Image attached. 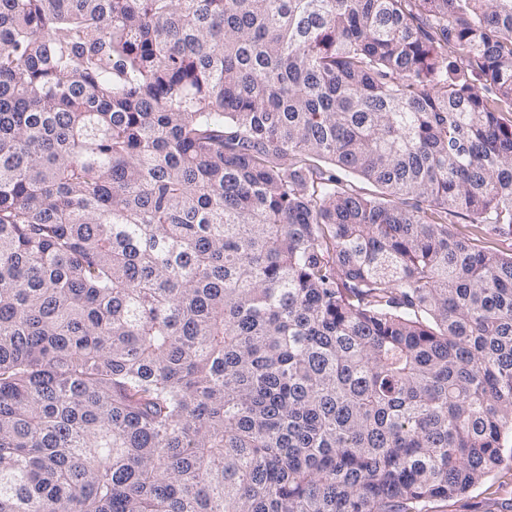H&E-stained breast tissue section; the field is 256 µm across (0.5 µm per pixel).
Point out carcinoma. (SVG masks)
Here are the masks:
<instances>
[{
    "mask_svg": "<svg viewBox=\"0 0 512 512\" xmlns=\"http://www.w3.org/2000/svg\"><path fill=\"white\" fill-rule=\"evenodd\" d=\"M504 112L512 0H0V512L512 481ZM448 227L476 244L503 254H512V237L500 234L488 224H472L465 214L448 212Z\"/></svg>",
    "mask_w": 512,
    "mask_h": 512,
    "instance_id": "1",
    "label": "carcinoma"
}]
</instances>
